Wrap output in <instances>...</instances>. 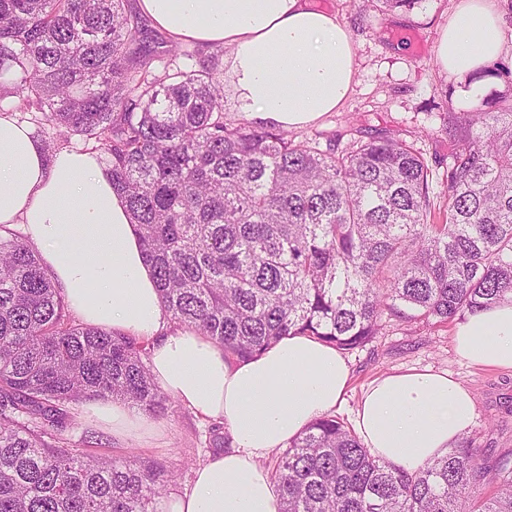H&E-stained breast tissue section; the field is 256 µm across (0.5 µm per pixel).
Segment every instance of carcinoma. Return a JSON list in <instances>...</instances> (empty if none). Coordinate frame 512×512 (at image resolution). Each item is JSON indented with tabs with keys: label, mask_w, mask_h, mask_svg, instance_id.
<instances>
[{
	"label": "carcinoma",
	"mask_w": 512,
	"mask_h": 512,
	"mask_svg": "<svg viewBox=\"0 0 512 512\" xmlns=\"http://www.w3.org/2000/svg\"><path fill=\"white\" fill-rule=\"evenodd\" d=\"M125 2L0 0V99L106 155L174 328L229 360L291 335L350 351L386 318L452 323L512 299V88L448 106L436 192L402 140L324 151L225 118L224 51L161 55ZM149 350L75 323L37 252L0 226V512H155L173 471L64 437L98 399L165 415ZM272 476L282 512H512V457L488 461L463 435L410 473L334 415Z\"/></svg>",
	"instance_id": "carcinoma-1"
}]
</instances>
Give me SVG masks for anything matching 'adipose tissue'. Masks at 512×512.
Listing matches in <instances>:
<instances>
[{
    "mask_svg": "<svg viewBox=\"0 0 512 512\" xmlns=\"http://www.w3.org/2000/svg\"><path fill=\"white\" fill-rule=\"evenodd\" d=\"M505 0H458L437 47L441 70L483 93L484 66L503 51ZM174 41L224 52L240 112L283 129L338 111L356 68L347 27L308 0H138ZM23 225L46 273L86 325L151 343L156 383L197 417L223 422L230 446L199 465L159 512H280L265 462L314 419L339 408L350 381L344 356L309 336L288 337L247 360L192 329L170 330L153 271L123 195L96 153L47 152L34 129L0 114V225ZM470 365L512 370V301L477 311L454 329ZM471 390L444 370L394 372L363 392L353 429L375 456L407 471L441 456L471 427ZM93 428L121 438L153 429L120 401L84 405Z\"/></svg>",
    "mask_w": 512,
    "mask_h": 512,
    "instance_id": "ef3b65f1",
    "label": "adipose tissue"
}]
</instances>
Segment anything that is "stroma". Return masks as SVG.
I'll return each instance as SVG.
<instances>
[{
  "instance_id": "obj_1",
  "label": "stroma",
  "mask_w": 512,
  "mask_h": 512,
  "mask_svg": "<svg viewBox=\"0 0 512 512\" xmlns=\"http://www.w3.org/2000/svg\"><path fill=\"white\" fill-rule=\"evenodd\" d=\"M336 13L356 50L352 91L339 111L316 124L290 130L295 140L313 139L320 149H345L352 141L396 136L427 160L448 157L442 112L469 110L461 87L441 73L436 47L455 0H417L410 8L383 10L379 0H311ZM452 327L421 322L389 323L365 347L347 352L351 384L337 415L351 422L363 390L374 379L400 370H445L472 391L475 417L468 431L487 459L512 452V371L477 368L455 351ZM157 435L111 439L108 459L131 455L165 463L177 475L174 493L189 485L194 469L207 460L208 421L180 403L158 418Z\"/></svg>"
}]
</instances>
